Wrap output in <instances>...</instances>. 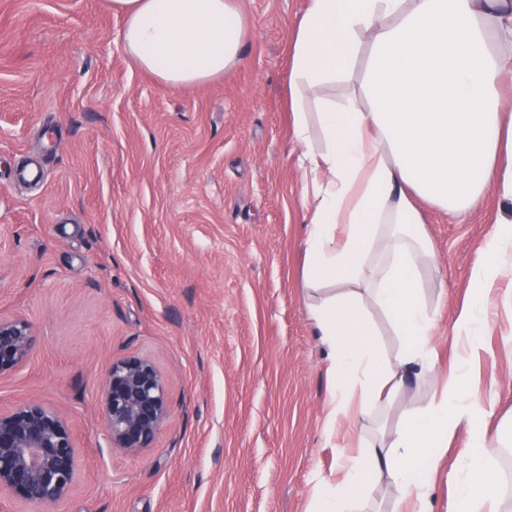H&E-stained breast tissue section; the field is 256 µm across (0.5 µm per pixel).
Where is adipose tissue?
I'll use <instances>...</instances> for the list:
<instances>
[{
    "label": "adipose tissue",
    "mask_w": 512,
    "mask_h": 512,
    "mask_svg": "<svg viewBox=\"0 0 512 512\" xmlns=\"http://www.w3.org/2000/svg\"><path fill=\"white\" fill-rule=\"evenodd\" d=\"M108 2L124 19L126 52L172 88L206 82L239 57L244 21L234 0ZM364 36L369 108L320 99L304 112V93L345 77ZM511 57L512 0H311L297 28L292 124L315 200L303 281L329 350L328 424L366 417L409 377L434 370L436 323L420 265L434 254L412 200L460 211L492 184L512 203V113L501 94ZM501 168L508 176L494 182ZM511 250L512 216L499 219L472 269V298L454 323L462 362L480 356L477 330ZM375 308L401 340L395 354L376 339ZM489 412L466 400L462 375H449L439 397L407 411L392 440L342 450L341 476L319 481L311 512H365L367 488L381 482L395 490L392 512H432L434 476L462 426L470 443L450 512H500L489 466L500 440L485 427Z\"/></svg>",
    "instance_id": "adipose-tissue-1"
}]
</instances>
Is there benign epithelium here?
I'll return each instance as SVG.
<instances>
[{
  "label": "benign epithelium",
  "instance_id": "benign-epithelium-1",
  "mask_svg": "<svg viewBox=\"0 0 512 512\" xmlns=\"http://www.w3.org/2000/svg\"><path fill=\"white\" fill-rule=\"evenodd\" d=\"M35 336L19 317L0 316V377L28 359ZM101 417L112 447L135 455L148 448L170 418L163 376L146 357L111 361L101 387ZM80 448L64 417L40 400L0 412V495L32 507L55 504L71 492Z\"/></svg>",
  "mask_w": 512,
  "mask_h": 512
}]
</instances>
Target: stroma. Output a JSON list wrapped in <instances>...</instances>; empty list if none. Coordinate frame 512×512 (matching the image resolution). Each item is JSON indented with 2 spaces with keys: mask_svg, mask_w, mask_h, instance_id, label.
<instances>
[{
  "mask_svg": "<svg viewBox=\"0 0 512 512\" xmlns=\"http://www.w3.org/2000/svg\"><path fill=\"white\" fill-rule=\"evenodd\" d=\"M237 62L174 89L121 41L107 0H0V315L32 326L28 360L0 378V410L44 400L80 447L67 498L0 512H309L337 475L326 429L327 349L303 288L313 205L291 128L288 76L309 0H237ZM368 42L346 78L303 101L358 98ZM437 271L424 296L436 373L340 433H392L438 395L453 324L499 215L495 191L461 212L419 202ZM481 358L462 370L489 429L512 430V312L490 305ZM150 357L171 416L151 447L112 448L100 415L109 361ZM448 443L432 489L448 512L468 444Z\"/></svg>",
  "mask_w": 512,
  "mask_h": 512,
  "instance_id": "1",
  "label": "stroma"
}]
</instances>
